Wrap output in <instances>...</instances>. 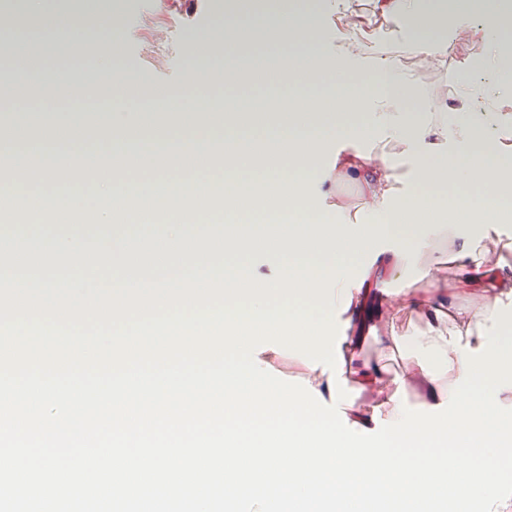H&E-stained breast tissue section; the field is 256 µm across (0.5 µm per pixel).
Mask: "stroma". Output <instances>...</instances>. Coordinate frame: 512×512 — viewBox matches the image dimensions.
Segmentation results:
<instances>
[{"instance_id":"stroma-1","label":"stroma","mask_w":512,"mask_h":512,"mask_svg":"<svg viewBox=\"0 0 512 512\" xmlns=\"http://www.w3.org/2000/svg\"><path fill=\"white\" fill-rule=\"evenodd\" d=\"M234 0H124L121 9L126 28L117 48L115 63L121 68L144 73L147 83L138 93L124 100L112 101L105 93L89 92L77 86L68 95L25 84L14 87L0 97L2 112H101L110 108L143 109L153 107L154 96L171 91L180 95L209 97L216 103L263 93L284 96L287 85L261 83L255 86L230 85L196 79L189 66V44L193 34L210 28ZM318 23L328 49H335L344 32V17L353 14L368 45L393 47L401 45L410 33L407 19H384L375 7V0H313ZM489 45L483 41L459 42L449 40L448 54L441 69L418 67L407 60V68L422 90L428 95L444 93L455 99L460 93L458 82L462 65L484 57Z\"/></svg>"}]
</instances>
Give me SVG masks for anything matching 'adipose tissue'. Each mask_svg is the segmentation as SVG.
I'll return each mask as SVG.
<instances>
[{
  "label": "adipose tissue",
  "instance_id": "adipose-tissue-1",
  "mask_svg": "<svg viewBox=\"0 0 512 512\" xmlns=\"http://www.w3.org/2000/svg\"><path fill=\"white\" fill-rule=\"evenodd\" d=\"M387 19L404 15L417 21L404 48L370 53L356 27H348L336 52H329L318 33L315 10L299 8L297 0H236L233 9L211 29L210 36L193 37L195 76L227 82L288 84L287 101L253 96L245 112H208L198 99L177 96L170 112H33L24 144H16L15 123L0 116V187L13 190L12 225L22 229L36 218L59 212L70 218L65 232L85 233L87 219L100 229L139 224L147 215L167 216L161 227L171 249L162 258L149 255L148 267L160 271V283L178 276L197 278L236 273L251 265L255 253L281 256L286 269L314 274L347 268L367 274L373 286L352 287L350 322L371 287L387 291L380 314L395 318L401 310L416 313L425 323L414 336L400 335L395 326L372 324L375 342L401 352L407 371L402 382L389 380L377 363L342 342L344 377L349 388L375 392L374 403L346 407L350 422L374 429V415L398 420L393 397L399 385L420 383L425 404L447 399L461 377L460 355L449 345L451 332L461 331L471 350L483 344L480 329L491 326L497 303L512 304V258L501 249H484L469 263L471 243L481 237H512V94L496 101L491 112L471 111L469 94L453 102L432 105L405 69L404 53H415L420 67L435 70L444 63L448 42L439 33L443 15L426 8L424 0H378ZM482 0H451L456 20L454 36L468 42H492L484 59L503 81L512 83V41L501 38L496 14L482 26L471 17ZM35 23L17 30L11 14L0 12V46L12 49L20 66L39 68L43 52L63 51L75 58L93 57L97 64L90 86L112 98L131 96L146 79L112 63V49L125 27L120 9L104 0L93 15L81 13L72 0H25ZM73 127L79 137L60 145L58 128ZM206 157L209 170L220 171V183L181 184L175 199L159 194V182L184 171L192 155ZM260 168L253 188L240 183L242 173ZM361 191L363 222L353 221L334 200L342 182ZM43 187L39 205H32L21 186ZM462 185L478 198L457 197L454 203L430 196L444 185ZM126 195L123 210L113 199ZM331 202L336 221L319 224L310 212ZM257 207L281 214L278 224L207 225L190 234L203 207ZM438 239L453 246V260L463 270L458 287L436 277L435 261H424ZM483 299L481 312L456 304L459 293Z\"/></svg>",
  "mask_w": 512,
  "mask_h": 512
}]
</instances>
